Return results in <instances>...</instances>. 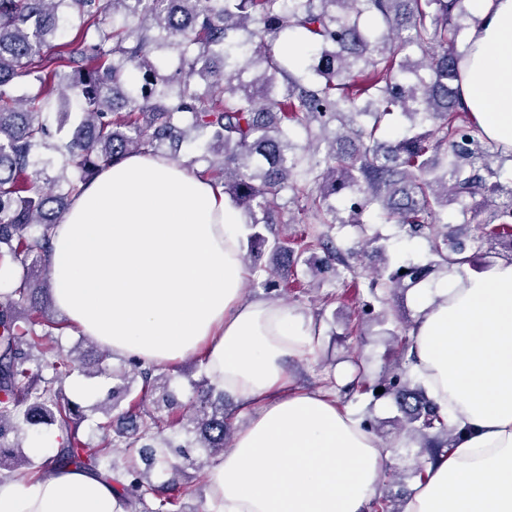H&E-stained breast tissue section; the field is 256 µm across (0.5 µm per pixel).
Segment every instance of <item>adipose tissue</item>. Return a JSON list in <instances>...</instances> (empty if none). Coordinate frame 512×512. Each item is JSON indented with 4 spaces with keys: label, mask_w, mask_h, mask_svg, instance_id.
I'll list each match as a JSON object with an SVG mask.
<instances>
[{
    "label": "adipose tissue",
    "mask_w": 512,
    "mask_h": 512,
    "mask_svg": "<svg viewBox=\"0 0 512 512\" xmlns=\"http://www.w3.org/2000/svg\"><path fill=\"white\" fill-rule=\"evenodd\" d=\"M459 82L484 135L512 150V0H472ZM244 218L179 162L129 154L82 185L46 262L68 322L112 355L168 365L197 354L247 414L207 484L216 512H368L389 452L319 390L288 387L319 328L246 298ZM410 372L463 433L404 512H512V262L454 273L413 297ZM0 512H124L108 480L50 470L0 477Z\"/></svg>",
    "instance_id": "ef3b65f1"
}]
</instances>
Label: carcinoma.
Returning a JSON list of instances; mask_svg holds the SVG:
<instances>
[{
	"mask_svg": "<svg viewBox=\"0 0 512 512\" xmlns=\"http://www.w3.org/2000/svg\"><path fill=\"white\" fill-rule=\"evenodd\" d=\"M467 0H0V266L22 270L0 292V472L29 464L23 446L8 440L24 423L44 421L60 432L59 446L29 475L72 468L109 478L111 451L124 449L126 469L116 496L125 512H184L194 493L186 469L189 449L224 453L230 435L224 390L203 378L187 405L157 366L135 360L111 367L101 352L92 364L62 352L55 332L64 320L52 311L46 264L51 229L66 214L78 186L100 167L132 151L182 161L183 146L202 141L184 162L224 185L251 233L246 258L253 283L288 291L294 266L313 275L358 277L351 260L373 251L382 266L366 288L380 302L432 288L442 274L512 262V174L506 152L488 140L460 104L457 47ZM136 18L139 24L130 25ZM77 28L67 40L65 34ZM295 32L313 51L312 76L293 73L275 43ZM195 47L180 71L166 76L153 54L173 45ZM138 85L123 90L130 70ZM199 75V93L191 79ZM37 85L17 97L21 80ZM405 118L404 135L382 139L387 120ZM59 127L52 128V117ZM301 128L305 145L290 130ZM60 172L48 169L54 155ZM79 172L75 180L68 168ZM305 201L320 224L350 225L359 248H338L329 232L288 240L273 228L285 189ZM458 203L484 219L448 223ZM375 208L409 237L429 244L425 264L395 266L380 237L366 235L363 215ZM319 249L316 264L306 253ZM269 253L262 264L259 255ZM392 338L391 368L369 385L356 364L348 391L389 395L398 423L417 447L436 457L455 447L460 432L421 383L409 374L402 331L415 321L388 307L361 308L354 327L372 325ZM112 380V390L138 393L132 413L99 424L98 441L79 434V408L62 392L72 371ZM187 421L182 443L165 427ZM151 450L148 470L136 449ZM369 512H401L380 489Z\"/></svg>",
	"mask_w": 512,
	"mask_h": 512,
	"instance_id": "cac0c4a2",
	"label": "carcinoma"
}]
</instances>
